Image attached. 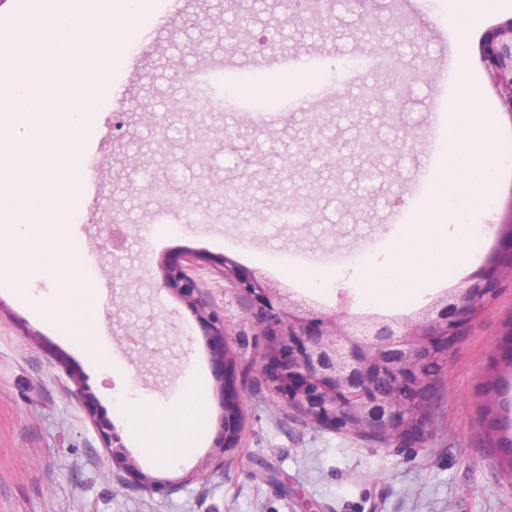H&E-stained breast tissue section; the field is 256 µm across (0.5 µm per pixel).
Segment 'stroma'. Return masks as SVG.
<instances>
[{
    "label": "stroma",
    "mask_w": 512,
    "mask_h": 512,
    "mask_svg": "<svg viewBox=\"0 0 512 512\" xmlns=\"http://www.w3.org/2000/svg\"><path fill=\"white\" fill-rule=\"evenodd\" d=\"M241 26L247 52L212 40L208 20ZM512 7L486 0L473 13L467 61L481 103L500 128L499 147L512 152V107L481 53L493 27ZM280 27L287 39L262 43ZM384 43L413 72L403 101L346 117L341 98L368 99L379 74L327 88L331 65L369 56ZM322 59L308 89L311 110L286 98L271 121L252 111L209 112L189 119L181 110L182 74H212L207 94L237 92L236 77L276 78L292 53ZM448 58V0H310L298 15L279 0H180L155 19L147 35L114 71L107 110L87 138L101 172L71 225L79 252L94 253L98 293L93 313L100 342L125 372L102 370L78 337L57 334L55 318L24 306L0 287V512H512V480L485 442L484 405L496 399L512 438V377L506 338L512 334V278L467 329L437 383L423 438L387 446L303 422L269 389L254 365L263 340L243 297L222 274L203 269L200 286L218 311L237 356L243 429L235 461L222 474L185 482L212 451L220 406L210 347L189 307L161 288L158 265L184 253L226 255L301 297L319 291L300 279L304 255L331 269L336 256L377 248L407 216L398 205L413 193L423 151L440 141L436 104L440 64ZM151 104L148 112L139 111ZM317 122L334 163L305 151ZM417 131L416 143L406 141ZM171 189L151 196L146 178ZM237 187V197L224 193ZM190 200L204 224H183L177 207ZM307 211L303 224H266L277 208ZM266 224L263 236L252 233ZM158 226L142 238V225ZM212 399L193 450L177 464L151 463L134 428L113 402L135 388L159 403H175L188 372ZM107 421L142 470L161 480L156 493L123 489L94 425Z\"/></svg>",
    "instance_id": "35a3bbf8"
}]
</instances>
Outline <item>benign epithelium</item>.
I'll return each instance as SVG.
<instances>
[{"instance_id":"obj_1","label":"benign epithelium","mask_w":512,"mask_h":512,"mask_svg":"<svg viewBox=\"0 0 512 512\" xmlns=\"http://www.w3.org/2000/svg\"><path fill=\"white\" fill-rule=\"evenodd\" d=\"M485 62L496 83L508 90L512 108V19L485 36ZM224 280L247 300V311L264 338L260 371L271 391L308 421L346 434L385 437L390 441L425 435L422 410L436 376L466 327L495 297L498 284L512 275L508 266L490 265L459 288L435 297L413 322L385 316H351V300L340 297L339 310H326L231 258L211 257ZM199 265L188 256L159 263L161 287L179 297L205 330L222 408L216 451L200 471L224 469L239 447L240 395L232 380L235 356L224 316L199 288ZM116 476L149 493L160 481L146 474L108 425L97 422Z\"/></svg>"}]
</instances>
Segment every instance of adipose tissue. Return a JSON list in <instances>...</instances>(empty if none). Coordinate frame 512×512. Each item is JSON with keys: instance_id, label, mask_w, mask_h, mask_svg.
Segmentation results:
<instances>
[{"instance_id": "adipose-tissue-1", "label": "adipose tissue", "mask_w": 512, "mask_h": 512, "mask_svg": "<svg viewBox=\"0 0 512 512\" xmlns=\"http://www.w3.org/2000/svg\"><path fill=\"white\" fill-rule=\"evenodd\" d=\"M210 397L206 390L186 382L176 404H160L133 398L125 404V417L139 428L143 447L152 451L151 459L166 464L176 459L197 426L206 417Z\"/></svg>"}]
</instances>
